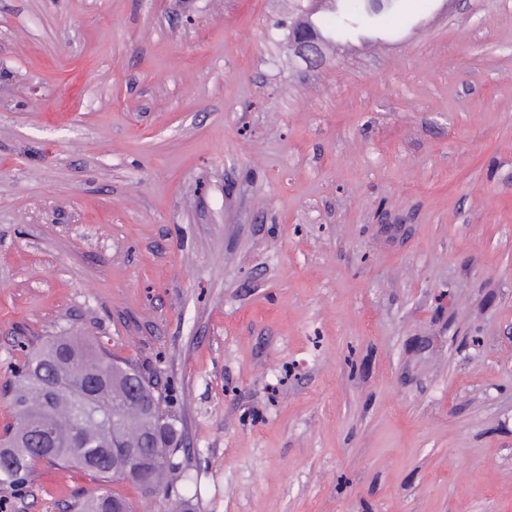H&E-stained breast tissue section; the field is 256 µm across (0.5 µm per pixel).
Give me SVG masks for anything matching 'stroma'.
Instances as JSON below:
<instances>
[{
    "mask_svg": "<svg viewBox=\"0 0 512 512\" xmlns=\"http://www.w3.org/2000/svg\"><path fill=\"white\" fill-rule=\"evenodd\" d=\"M292 13L0 0V432L83 336L181 435L133 512H512V0H394L315 67Z\"/></svg>",
    "mask_w": 512,
    "mask_h": 512,
    "instance_id": "1",
    "label": "stroma"
}]
</instances>
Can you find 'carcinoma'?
<instances>
[{
  "label": "carcinoma",
  "mask_w": 512,
  "mask_h": 512,
  "mask_svg": "<svg viewBox=\"0 0 512 512\" xmlns=\"http://www.w3.org/2000/svg\"><path fill=\"white\" fill-rule=\"evenodd\" d=\"M362 5H343L329 10L334 20L320 18L318 32L354 27ZM101 364L107 380L97 387L92 402H86L84 372ZM128 362L114 361L81 336H48L26 359L16 373L10 410L14 417L11 431L0 440V486L25 483L40 463L69 466L92 473L103 480L98 490L76 504L75 512H132L131 503L109 488L111 480H122L112 471L110 428L104 419L114 410L122 411L119 424L125 447L141 449L152 461L148 478L160 489L170 467L169 447L155 439L142 447L154 420L163 416L160 402L150 384L133 385L125 375ZM45 422L55 432L56 444L42 450L31 424Z\"/></svg>",
  "instance_id": "cac0c4a2"
}]
</instances>
